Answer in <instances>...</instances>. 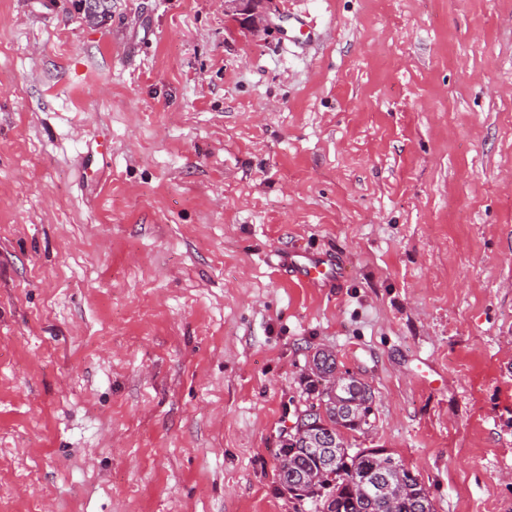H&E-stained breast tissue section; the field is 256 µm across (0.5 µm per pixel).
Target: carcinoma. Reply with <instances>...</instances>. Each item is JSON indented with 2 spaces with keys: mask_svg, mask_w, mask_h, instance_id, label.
Wrapping results in <instances>:
<instances>
[{
  "mask_svg": "<svg viewBox=\"0 0 512 512\" xmlns=\"http://www.w3.org/2000/svg\"><path fill=\"white\" fill-rule=\"evenodd\" d=\"M314 368L302 377V392L306 405H317L324 410L323 422L336 428V400L322 383L320 372L336 365L333 354L318 351L313 355ZM349 400L356 403L353 414L343 418V427L349 431H363L371 427L373 401L368 382L357 379L349 387ZM336 461L326 467L317 456L302 446L283 444L278 449V481L296 506L310 504L312 512H418V503L428 496L425 486L416 480L401 484L394 478L398 494L390 503H372L371 490L360 483L361 472L369 468L377 455L372 448H352L345 439L337 440Z\"/></svg>",
  "mask_w": 512,
  "mask_h": 512,
  "instance_id": "obj_1",
  "label": "carcinoma"
}]
</instances>
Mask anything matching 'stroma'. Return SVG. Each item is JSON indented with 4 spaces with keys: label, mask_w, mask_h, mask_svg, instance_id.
Masks as SVG:
<instances>
[{
    "label": "stroma",
    "mask_w": 512,
    "mask_h": 512,
    "mask_svg": "<svg viewBox=\"0 0 512 512\" xmlns=\"http://www.w3.org/2000/svg\"><path fill=\"white\" fill-rule=\"evenodd\" d=\"M110 2L0 0V512H294L318 349L512 512V0ZM272 0H224V13L243 20L242 28L251 34L265 29L270 17L266 5ZM290 268L297 280L310 288H319L332 279H341L349 274L345 265H334L326 259L312 258L302 251L294 253Z\"/></svg>",
    "instance_id": "stroma-1"
}]
</instances>
